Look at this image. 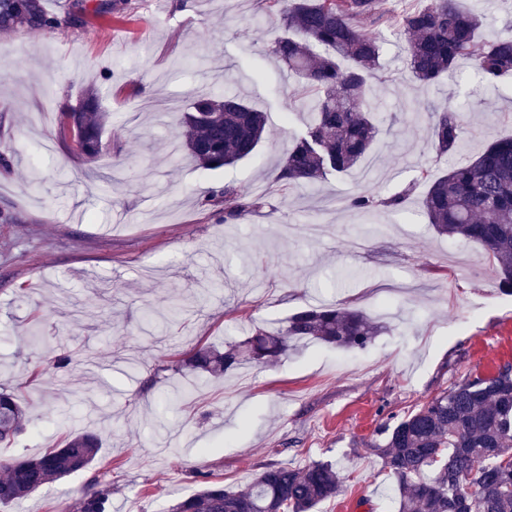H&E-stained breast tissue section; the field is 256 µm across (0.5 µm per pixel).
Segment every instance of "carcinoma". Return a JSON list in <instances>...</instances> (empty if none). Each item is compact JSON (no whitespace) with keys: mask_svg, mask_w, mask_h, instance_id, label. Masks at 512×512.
<instances>
[{"mask_svg":"<svg viewBox=\"0 0 512 512\" xmlns=\"http://www.w3.org/2000/svg\"><path fill=\"white\" fill-rule=\"evenodd\" d=\"M279 18L269 52L297 78L317 90L305 102L311 121L293 139L273 182L279 190L315 186L357 166L381 135L368 93L378 74L382 47L371 27H394L404 35L402 47L412 82L440 83L457 64L469 62L482 86L491 88L512 74V36L480 38V15L461 10L457 0H416L399 14L385 0H266ZM116 3L72 0L62 15L46 10L43 0H0V32H32L81 23L89 14L104 16ZM432 152L438 157L465 148L463 118L453 106L427 113ZM62 128H70L79 151L90 160L103 149L109 121L96 91L76 107L60 106ZM266 130L265 113L241 96L197 94L182 113L177 148L197 165L217 169L251 157ZM420 204L441 236L484 247L493 260L500 288L512 293V137H502L482 153L449 171H419ZM413 186L388 196L369 190L348 197V207L365 217L400 208ZM224 221L262 207L263 197H246L225 187ZM381 326L363 312L334 305L295 312L284 329L258 330L241 343L220 350L201 345L180 360L181 370L221 377L245 363H274L288 353L293 339L318 340L345 350H364ZM25 411L17 397L0 391V445H9L23 430ZM380 450L395 480L387 491L394 512H512V365L492 376L467 378L432 397L396 422L383 425ZM101 447L93 432L69 436L59 448L3 463L0 506L33 493L70 474L92 468ZM206 478L197 493L177 500L171 512H313L340 492L342 477L331 463L301 468L270 465L246 487L228 490ZM464 485L475 494H459ZM112 483L101 472L72 512H110Z\"/></svg>","mask_w":512,"mask_h":512,"instance_id":"1","label":"carcinoma"}]
</instances>
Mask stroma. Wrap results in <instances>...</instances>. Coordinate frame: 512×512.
<instances>
[{
	"label": "stroma",
	"instance_id": "obj_1",
	"mask_svg": "<svg viewBox=\"0 0 512 512\" xmlns=\"http://www.w3.org/2000/svg\"><path fill=\"white\" fill-rule=\"evenodd\" d=\"M506 35L512 0H459ZM379 112L453 105L468 155L512 134V76L472 94L461 65L423 90L408 78L403 39L379 28ZM265 0H122L114 14L39 33H0V387L29 408L0 462L57 447L91 430L111 464V512H167L200 490L205 465L240 489L270 463L329 460L344 491L316 512H392V485L372 443L466 378L512 364V295L502 294L483 248L437 236L418 199L366 219L354 191L386 196L420 167L447 171L456 156L428 149V124L396 126L378 151L317 189L270 186L275 166L310 115L311 89L268 51ZM97 86L112 119L105 148L86 161L60 125L62 103ZM245 96L267 114L255 157L219 169L173 153L178 113L192 95ZM265 198L224 220L218 195ZM358 273L337 279L339 269ZM319 303L354 307L382 325L347 351L303 341L274 365L245 364L185 386L173 365L201 343L224 346L285 327ZM68 352L71 363L53 364ZM89 478L71 474L0 512H66Z\"/></svg>",
	"mask_w": 512,
	"mask_h": 512
}]
</instances>
